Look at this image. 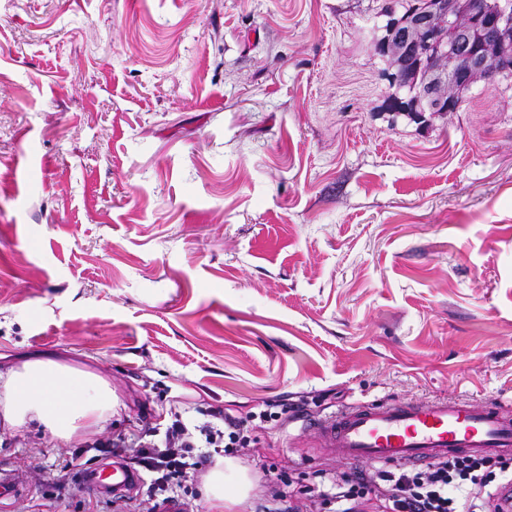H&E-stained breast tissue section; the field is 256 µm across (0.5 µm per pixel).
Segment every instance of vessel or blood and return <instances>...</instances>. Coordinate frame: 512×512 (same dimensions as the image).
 <instances>
[{
    "instance_id": "vessel-or-blood-1",
    "label": "vessel or blood",
    "mask_w": 512,
    "mask_h": 512,
    "mask_svg": "<svg viewBox=\"0 0 512 512\" xmlns=\"http://www.w3.org/2000/svg\"><path fill=\"white\" fill-rule=\"evenodd\" d=\"M319 446L341 460L427 464L454 455L512 456V411L460 399L353 404L309 424ZM86 489L121 497L142 482L115 461L82 472Z\"/></svg>"
}]
</instances>
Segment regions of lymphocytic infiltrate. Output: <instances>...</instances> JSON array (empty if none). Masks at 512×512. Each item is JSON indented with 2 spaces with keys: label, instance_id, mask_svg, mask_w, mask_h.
Returning <instances> with one entry per match:
<instances>
[{
  "label": "lymphocytic infiltrate",
  "instance_id": "obj_1",
  "mask_svg": "<svg viewBox=\"0 0 512 512\" xmlns=\"http://www.w3.org/2000/svg\"><path fill=\"white\" fill-rule=\"evenodd\" d=\"M246 429L245 420L218 411L199 425L201 439L194 442L177 419L166 429L152 427L135 435L133 462L152 473V489L173 492L215 456L245 454L250 443ZM498 475L512 481V462L456 456L419 469L394 466L332 478L310 501L315 512H512V506L484 496Z\"/></svg>",
  "mask_w": 512,
  "mask_h": 512
}]
</instances>
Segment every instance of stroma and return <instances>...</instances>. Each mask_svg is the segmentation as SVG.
I'll return each mask as SVG.
<instances>
[{
    "label": "stroma",
    "mask_w": 512,
    "mask_h": 512,
    "mask_svg": "<svg viewBox=\"0 0 512 512\" xmlns=\"http://www.w3.org/2000/svg\"><path fill=\"white\" fill-rule=\"evenodd\" d=\"M381 0H0V374L120 399L64 442L0 424V512H107L95 438L268 401L512 406V74L393 116ZM234 512L346 464L257 430ZM65 480L57 491V480Z\"/></svg>",
    "instance_id": "1"
}]
</instances>
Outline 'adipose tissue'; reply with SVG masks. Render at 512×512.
Listing matches in <instances>:
<instances>
[{
	"label": "adipose tissue",
	"mask_w": 512,
	"mask_h": 512,
	"mask_svg": "<svg viewBox=\"0 0 512 512\" xmlns=\"http://www.w3.org/2000/svg\"><path fill=\"white\" fill-rule=\"evenodd\" d=\"M117 404L100 374L55 360H24L0 379V423L15 429L34 421L61 441L98 432Z\"/></svg>",
	"instance_id": "adipose-tissue-1"
}]
</instances>
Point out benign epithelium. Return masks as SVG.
Instances as JSON below:
<instances>
[{"label": "benign epithelium", "instance_id": "1", "mask_svg": "<svg viewBox=\"0 0 512 512\" xmlns=\"http://www.w3.org/2000/svg\"><path fill=\"white\" fill-rule=\"evenodd\" d=\"M388 16L389 37L378 47L383 56L404 65V46L410 31L421 38L422 50L416 55L415 66L429 59L434 67L429 73L437 76L435 90L419 92L401 98L393 95V102L404 104L407 112H455L459 107L458 94L478 78H490L491 48L500 54L512 53V0H433L431 8L411 22L399 18L392 10Z\"/></svg>", "mask_w": 512, "mask_h": 512}]
</instances>
